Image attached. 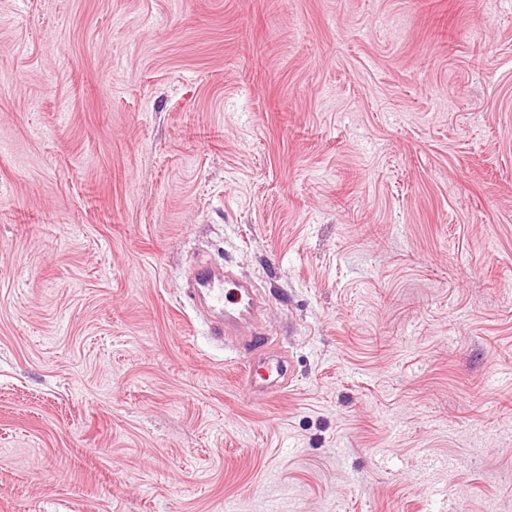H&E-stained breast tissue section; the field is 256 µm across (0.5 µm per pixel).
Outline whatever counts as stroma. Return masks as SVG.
Segmentation results:
<instances>
[{"instance_id":"1","label":"stroma","mask_w":512,"mask_h":512,"mask_svg":"<svg viewBox=\"0 0 512 512\" xmlns=\"http://www.w3.org/2000/svg\"><path fill=\"white\" fill-rule=\"evenodd\" d=\"M254 282L262 402L185 303ZM512 504V0H0V512Z\"/></svg>"}]
</instances>
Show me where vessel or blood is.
Instances as JSON below:
<instances>
[{"instance_id": "obj_1", "label": "vessel or blood", "mask_w": 512, "mask_h": 512, "mask_svg": "<svg viewBox=\"0 0 512 512\" xmlns=\"http://www.w3.org/2000/svg\"><path fill=\"white\" fill-rule=\"evenodd\" d=\"M187 297L204 309L216 338L244 336L251 351L242 365L247 388L266 399L281 394L288 380L286 361L263 358L254 352L257 340L263 336L258 324L260 302L254 290L242 282L230 281L222 268L204 264L197 268Z\"/></svg>"}]
</instances>
